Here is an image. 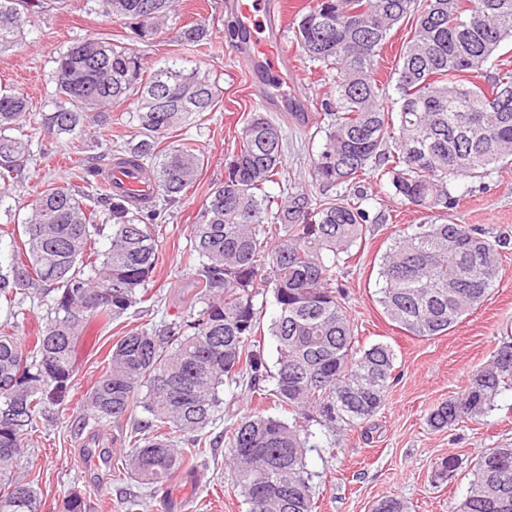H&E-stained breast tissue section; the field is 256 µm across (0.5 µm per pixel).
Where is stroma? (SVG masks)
Listing matches in <instances>:
<instances>
[{
  "label": "stroma",
  "instance_id": "35a3bbf8",
  "mask_svg": "<svg viewBox=\"0 0 512 512\" xmlns=\"http://www.w3.org/2000/svg\"><path fill=\"white\" fill-rule=\"evenodd\" d=\"M198 19L207 21L209 40L195 51L180 45L177 35L183 26ZM102 34L120 40L126 28L121 20L104 18L96 0H45L34 25L24 28L22 48L0 53V88L27 93L30 112L49 111L55 99V58L74 42ZM171 61L206 71L215 85L213 111L192 118L190 124L168 135L172 143L190 139L204 155L205 164L195 184L167 205L157 221L160 259L148 285L152 301L134 306L110 323L99 316L87 321L77 343L67 410L53 423L39 422L28 438L22 467L41 493L43 512H63L66 498L74 492L86 498L91 512H124V501L136 496L147 498L148 512L247 510L228 481L224 465L225 426L255 408L245 387L231 386L221 411L204 430L205 464L199 467L197 478L177 477L155 491L131 478L120 462L121 456L131 451L126 435L134 422L146 417L142 407L101 427L93 446L87 434L72 427L80 400L104 372L114 343L142 325H161L188 315L191 289L181 257L190 246V228L208 189L222 182L224 160L237 150L248 116L260 107L251 93L253 76L224 35V0H182L155 46L146 51L149 68ZM294 63V94L316 105L330 91L335 72L299 54ZM135 109L132 98L112 105L107 122L88 121L83 131L71 138H57L39 128L31 131L32 155L24 177L12 185L9 198L0 204V257L22 253L21 226L35 192L60 184L82 189L86 165L134 137L138 129ZM272 118L286 135L284 180L312 189L310 161L321 137L315 136L313 129L296 126L287 113L276 112ZM46 147L51 150L47 156L42 153ZM363 186L373 196L368 203L370 211L382 213L384 219L368 225L361 247L341 271V282L347 313L361 344L391 346L395 363L386 400L374 417L343 431L335 446L323 433H316V446L306 453V467L313 475L317 512H371L377 499L390 494L404 500L409 512H453L467 492L475 458L512 440L511 388L501 391L493 410L480 421L440 431L427 423L433 409L461 393L467 374L489 361L500 344L512 338V168L481 183L454 184L455 193L462 196L455 221L507 238L509 245L487 298L448 334L432 338L412 336L397 327L378 301L383 254L408 225L420 223L422 214L393 196L374 174H367ZM4 322L30 347L45 328L47 308L28 302L11 317L1 305L0 324ZM451 455L459 458V468L438 478L441 460Z\"/></svg>",
  "mask_w": 512,
  "mask_h": 512
}]
</instances>
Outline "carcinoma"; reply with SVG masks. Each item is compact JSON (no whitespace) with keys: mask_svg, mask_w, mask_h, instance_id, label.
Returning <instances> with one entry per match:
<instances>
[{"mask_svg":"<svg viewBox=\"0 0 512 512\" xmlns=\"http://www.w3.org/2000/svg\"><path fill=\"white\" fill-rule=\"evenodd\" d=\"M102 15L124 21L129 38L145 46L159 35L178 0H98ZM41 0H0V52L19 44ZM415 22L402 49L394 86L376 76L379 56L401 22ZM202 22L182 27L178 40L201 46ZM512 40V0H310L294 28L302 55L336 70L335 93L320 101L316 124L323 143L312 160L315 197L304 190L277 198L266 192L283 168L284 130L253 112L239 149L225 162L224 181L212 186L191 225L184 252L194 302L200 309L160 328L142 327L112 345L108 366L81 401L78 430L125 417L137 402L147 413L122 467L156 488L177 473L195 472L191 447L224 404V386L246 381L251 396L288 410V419L255 411L224 428L228 471L248 512H314L311 424L333 434L373 417L383 406L394 351L360 345L344 306L337 271L370 217L359 178L371 171L405 202L431 212L409 225L382 257L379 303L387 318L412 336L444 335L493 288L507 240L448 219L462 196L451 181L484 179L512 165V69L497 54ZM144 57L110 37L77 41L56 58L59 101L35 115L51 135L82 130L89 113L134 95L141 139L116 152L153 180L169 205L195 183L201 154L187 143L160 151L167 132L215 107L214 85L200 70L173 63L149 73ZM27 96L0 90V181L21 178L30 157L21 130ZM77 196L65 186L39 193L21 224L26 256L0 262V302L8 309L40 300L53 314L34 347L0 328V496L3 512H42L37 489L21 470L38 419L65 410L74 352L87 320H117L151 300L147 285L159 260L155 207L132 210L125 196L98 183ZM108 246L95 249L101 227ZM107 289L95 302L91 293ZM272 294L269 333L276 372L268 370L256 333ZM512 384V341L502 343L470 375L461 395L431 411L435 429L484 416ZM457 512H512V446L474 461ZM372 512H407L393 495Z\"/></svg>","mask_w":512,"mask_h":512,"instance_id":"1","label":"carcinoma"}]
</instances>
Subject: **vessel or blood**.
I'll return each instance as SVG.
<instances>
[{"instance_id": "1", "label": "vessel or blood", "mask_w": 512, "mask_h": 512, "mask_svg": "<svg viewBox=\"0 0 512 512\" xmlns=\"http://www.w3.org/2000/svg\"><path fill=\"white\" fill-rule=\"evenodd\" d=\"M224 11L236 32L238 55L254 76V96L273 112L304 111L291 92L293 67L283 45L282 0H224ZM106 180L136 205L149 203L154 195L146 175L129 166L113 165Z\"/></svg>"}]
</instances>
